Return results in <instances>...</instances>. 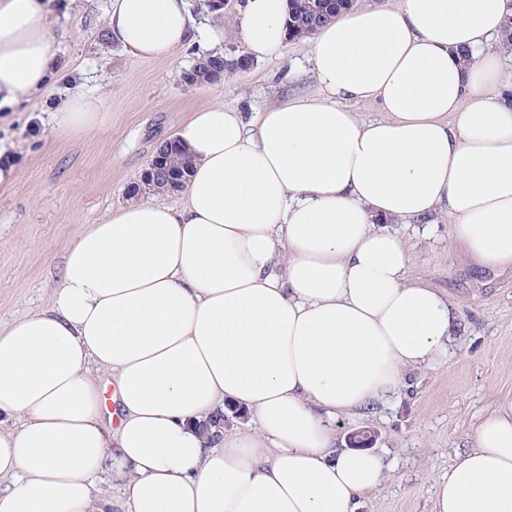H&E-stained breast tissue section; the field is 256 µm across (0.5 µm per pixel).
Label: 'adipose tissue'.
Returning a JSON list of instances; mask_svg holds the SVG:
<instances>
[{
	"label": "adipose tissue",
	"instance_id": "ef3b65f1",
	"mask_svg": "<svg viewBox=\"0 0 512 512\" xmlns=\"http://www.w3.org/2000/svg\"><path fill=\"white\" fill-rule=\"evenodd\" d=\"M51 5L0 0V109L55 74ZM288 7L243 0L249 58L283 55ZM510 16L512 0L350 9L309 43L318 97L193 112L181 208L134 201L88 225L50 305L0 335V512H363L387 465L338 449L332 422L445 364L457 319L389 223L446 214L475 264L512 269V105L491 45ZM106 24L144 60L197 33L222 51L188 0H112ZM98 109L76 95L55 129L86 132ZM220 409L250 427L209 442ZM106 464L116 500L95 482ZM433 512H512V404L480 419Z\"/></svg>",
	"mask_w": 512,
	"mask_h": 512
}]
</instances>
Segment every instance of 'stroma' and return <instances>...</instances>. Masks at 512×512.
Segmentation results:
<instances>
[{"instance_id": "stroma-1", "label": "stroma", "mask_w": 512, "mask_h": 512, "mask_svg": "<svg viewBox=\"0 0 512 512\" xmlns=\"http://www.w3.org/2000/svg\"><path fill=\"white\" fill-rule=\"evenodd\" d=\"M53 2L58 74L31 102L0 111V158L15 168L12 183L0 187V334L51 302L66 247L127 202L156 147L191 112L216 104L256 112L318 93L304 40L289 41L281 58L191 86L185 74L206 52L201 39L173 58L141 60L109 37V0ZM77 93L99 98L96 126L51 132L53 112ZM398 231L414 275L448 294L458 324L446 364L406 369L397 395L360 416L337 417V448H349L350 435L368 427L377 433L374 451L391 465L364 512H432L436 478L473 447L486 413L512 403V271L480 268L449 244L447 218Z\"/></svg>"}]
</instances>
